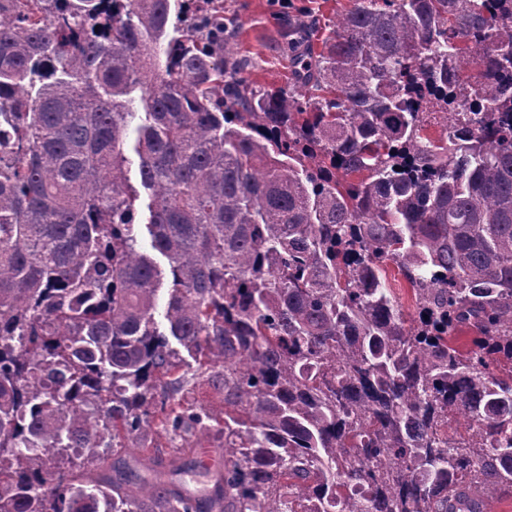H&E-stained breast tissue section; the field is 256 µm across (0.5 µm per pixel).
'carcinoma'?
<instances>
[{"mask_svg": "<svg viewBox=\"0 0 512 512\" xmlns=\"http://www.w3.org/2000/svg\"><path fill=\"white\" fill-rule=\"evenodd\" d=\"M9 2L0 512H492L512 495V0H353L318 52L317 23L280 12L286 88L244 76L222 7L183 30L182 0ZM172 339L222 367L223 418L175 399L179 377L156 400ZM212 423L224 473L203 497L111 461L155 425Z\"/></svg>", "mask_w": 512, "mask_h": 512, "instance_id": "carcinoma-1", "label": "carcinoma"}]
</instances>
